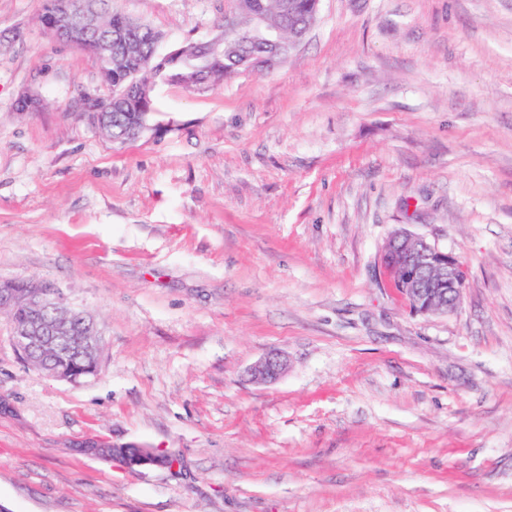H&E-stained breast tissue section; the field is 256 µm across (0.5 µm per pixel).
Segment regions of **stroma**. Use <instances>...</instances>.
<instances>
[{
	"mask_svg": "<svg viewBox=\"0 0 512 512\" xmlns=\"http://www.w3.org/2000/svg\"><path fill=\"white\" fill-rule=\"evenodd\" d=\"M164 47L229 0H112ZM43 0H0V277L101 329L96 378L38 374L0 317L8 512H512V0H320L286 61L154 88L118 143ZM38 111H18L21 91ZM408 230L467 269L414 313L381 263ZM276 351L275 381L249 368ZM95 437L179 464L75 451ZM126 448L127 454H134L136 448H139V454L133 458L129 459L128 457H124L119 455V453L114 449ZM112 460L113 459H122L123 462L130 467H169L172 468L176 462H174L173 457L164 455L158 452V450L151 448L145 445H137V444H121L117 445L112 443ZM167 457V458H166ZM170 461H173L170 463ZM169 462V463H168Z\"/></svg>",
	"mask_w": 512,
	"mask_h": 512,
	"instance_id": "35a3bbf8",
	"label": "stroma"
}]
</instances>
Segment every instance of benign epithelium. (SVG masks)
Segmentation results:
<instances>
[{
  "label": "benign epithelium",
  "instance_id": "1",
  "mask_svg": "<svg viewBox=\"0 0 512 512\" xmlns=\"http://www.w3.org/2000/svg\"><path fill=\"white\" fill-rule=\"evenodd\" d=\"M99 0H57L52 12L43 20L46 32L58 41L77 47L96 46L100 57L112 64V29L104 30L97 22L95 4ZM288 28L291 38L282 31L266 24L264 6L256 0H233V8L224 15V26L236 28L244 44H259L268 52V64L286 59L302 42L308 28L294 19V4L287 5ZM199 59L206 63L210 58L224 54V33L197 42ZM87 112H110L112 103L102 99L96 90L83 94ZM381 257L386 270H395V282L408 297L411 307L418 314H450L459 306L464 287L462 263L451 253L440 249L423 236L407 231L392 235ZM25 303L27 316L12 327L11 340L25 363L39 370L30 357L31 351L49 345H59L69 340L72 326L68 320H53L45 312L59 302L58 286L51 284L40 291L17 285L10 279L0 278V309ZM74 318L82 325L81 345L94 354V364H100L102 332L95 320L81 307L72 305ZM287 368L281 354L269 353L249 369L257 381H270L279 377ZM123 462L130 467H173L168 457L149 446H139V454Z\"/></svg>",
  "mask_w": 512,
  "mask_h": 512
}]
</instances>
